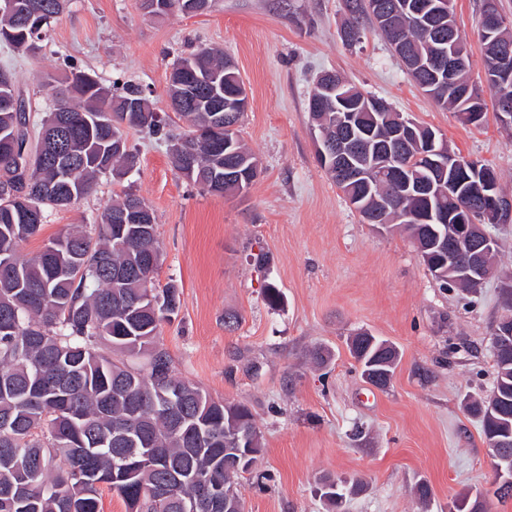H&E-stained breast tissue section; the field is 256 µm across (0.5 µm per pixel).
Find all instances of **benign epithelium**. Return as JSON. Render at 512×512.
Here are the masks:
<instances>
[{
    "label": "benign epithelium",
    "mask_w": 512,
    "mask_h": 512,
    "mask_svg": "<svg viewBox=\"0 0 512 512\" xmlns=\"http://www.w3.org/2000/svg\"><path fill=\"white\" fill-rule=\"evenodd\" d=\"M512 25L500 11L498 0H483L481 31L491 37ZM448 44L451 49L447 55L435 59H403L407 71L422 74L435 71L436 82L448 84V94L461 103L464 112L460 116L470 124H478L484 116V97L480 90L470 81L463 79L469 72V52L463 37L448 32ZM318 82L325 87L326 99L317 102L315 111H323L330 105H336V111L342 113L336 136L322 125L321 120L314 121L313 129L318 131L316 139L317 160L336 175L340 186H345L361 177L359 170L351 161V156L365 150V141L358 135L356 112L348 102L343 83L333 72H324L318 76ZM484 82L487 87L499 91L507 97L512 90V53L502 51L495 55L491 65L484 70ZM360 101L372 103L379 112L380 122L391 128V141L386 143V161L379 166L381 172L389 174L394 181L405 180L404 168L395 161L394 155L400 152L401 145L414 141L418 146L417 158L427 170L428 177L409 191L415 198H430L435 187L448 184V201L454 203L455 231L451 236H440L437 231L424 226H416L410 232L416 251L423 264L433 268L435 280L444 288L455 279V274L462 277L474 288L481 287L486 281L496 276V266L491 258L495 248L500 244L497 237L487 231L490 224H503L512 216V198L498 193V175L492 170H485L476 176L470 195L483 204L484 220L473 219L469 199L462 196L460 189L467 170L474 168L468 161L461 160L448 146L439 140L437 134L425 130L413 121L398 118L391 105L378 97L362 94ZM143 220L141 213L131 209L116 219L117 237H123L128 224H139ZM512 327V309L504 314L498 327L490 336L492 350H497L501 337L507 335Z\"/></svg>",
    "instance_id": "benign-epithelium-1"
}]
</instances>
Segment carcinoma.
<instances>
[{"instance_id":"1","label":"carcinoma","mask_w":512,"mask_h":512,"mask_svg":"<svg viewBox=\"0 0 512 512\" xmlns=\"http://www.w3.org/2000/svg\"><path fill=\"white\" fill-rule=\"evenodd\" d=\"M370 0H344L349 23L361 42L363 19H372ZM20 10L0 11V42L29 53L36 50L66 0H17ZM188 0H157L152 18L183 14ZM397 27L407 50L430 56L448 44L421 31L402 14ZM228 56L199 47L171 63L168 97L193 92L192 104L174 109L187 129L176 132L155 112L138 86L117 94L94 72L70 67L64 86L53 90L29 166H18L6 141L18 147L30 138L26 113L13 97L10 70L0 68V512H102V490L121 497L127 512H223L203 496L200 481L223 486L243 512L240 479L253 471L262 450L254 415L245 405H227L200 387L178 379L170 354L158 345L163 323L180 307V291L154 287L162 254L156 233L128 224L117 245L112 216L138 205L153 209L130 190L105 207L96 237L78 226L49 240L34 256L21 242L37 235L49 212L78 205L99 178L134 162L121 127L146 130L165 140L180 137L197 146L193 167L175 166L203 190L234 195L224 181V151L196 145V133L224 139V107L240 93L237 68ZM368 206L395 187L378 176L358 184ZM118 351L125 359L116 361ZM349 351L372 384L394 371L397 349L370 333L351 337ZM492 392L498 412L481 402L470 411L484 434L506 440L498 449L502 480L512 478V340L495 356ZM253 437L250 448H227L230 431ZM364 488L360 479L323 477L316 490L332 512ZM450 512H484L464 495Z\"/></svg>"}]
</instances>
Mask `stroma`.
<instances>
[{"label": "stroma", "mask_w": 512, "mask_h": 512, "mask_svg": "<svg viewBox=\"0 0 512 512\" xmlns=\"http://www.w3.org/2000/svg\"><path fill=\"white\" fill-rule=\"evenodd\" d=\"M469 44L470 77L484 88L478 39L481 0H453ZM342 0H215L201 16H143L139 0H68L40 50L22 55L0 42V67L39 121L48 78L67 64L105 85L134 84L171 126L170 64L218 46L249 94L240 136L261 161L247 193L202 192L172 166L165 140L129 129L134 169L103 177L71 209L51 212L25 255L74 224L93 223L117 195L133 190L152 207L163 263L157 287L175 284L181 307L159 343L177 375L228 404L249 407L262 436L256 471L266 489L245 484L244 512H329L318 477L362 478L346 512H421L416 481L432 489L430 512H448L464 490L488 489L494 473L470 402L496 376L489 337L505 307L502 280L474 291L441 287L401 233L363 223L319 165L308 98L320 73H340L362 91L442 133L457 153L492 165L512 197V128L488 117L463 124L415 85L366 24L361 43L342 38ZM266 253L260 267L254 254ZM284 295L272 308L267 284ZM367 330L394 344L399 363L387 389L361 378L348 338ZM327 358L316 365L313 348Z\"/></svg>", "instance_id": "1"}]
</instances>
